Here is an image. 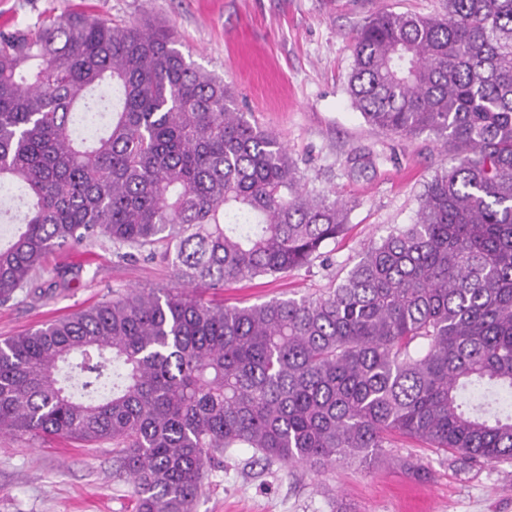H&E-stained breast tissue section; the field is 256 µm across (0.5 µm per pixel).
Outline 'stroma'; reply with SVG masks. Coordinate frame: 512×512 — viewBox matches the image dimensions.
Instances as JSON below:
<instances>
[{"mask_svg":"<svg viewBox=\"0 0 512 512\" xmlns=\"http://www.w3.org/2000/svg\"><path fill=\"white\" fill-rule=\"evenodd\" d=\"M81 5L119 25L170 27L184 55L231 89L236 110L287 147L301 186L349 210V229L326 247L323 262L191 289L205 302L243 306L324 292L364 247L414 223L427 183L455 163L434 136L371 127L347 93L357 26L384 10L441 14L445 0H0V32L31 29ZM354 157L366 161L363 172L352 171ZM182 287L161 258H125L107 239L88 241L50 256L36 291L0 307V340L131 288ZM417 461L427 478L408 470ZM115 469L108 444L0 434V512H134L131 488ZM194 512H512V463L467 469L401 439L371 468L316 472L239 448L209 471Z\"/></svg>","mask_w":512,"mask_h":512,"instance_id":"35a3bbf8","label":"stroma"}]
</instances>
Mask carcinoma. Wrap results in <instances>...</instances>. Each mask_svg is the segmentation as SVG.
<instances>
[{"instance_id": "carcinoma-1", "label": "carcinoma", "mask_w": 512, "mask_h": 512, "mask_svg": "<svg viewBox=\"0 0 512 512\" xmlns=\"http://www.w3.org/2000/svg\"><path fill=\"white\" fill-rule=\"evenodd\" d=\"M371 126L457 164L415 223L336 287L244 306L132 290L0 341V434L112 444L136 512H194L233 448L324 470L398 435L469 467L512 463V0L382 11L352 35ZM163 25L85 12L0 33V305L53 252L103 237L189 287L311 266L348 209L233 108Z\"/></svg>"}]
</instances>
